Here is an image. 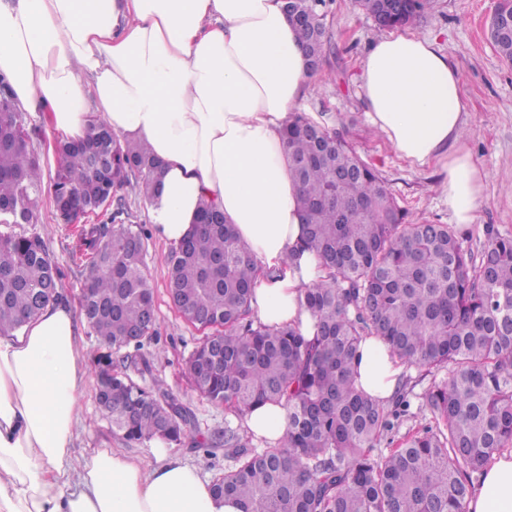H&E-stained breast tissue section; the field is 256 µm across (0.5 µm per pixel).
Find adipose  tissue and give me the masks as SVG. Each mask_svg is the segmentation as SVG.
Listing matches in <instances>:
<instances>
[{
	"mask_svg": "<svg viewBox=\"0 0 512 512\" xmlns=\"http://www.w3.org/2000/svg\"><path fill=\"white\" fill-rule=\"evenodd\" d=\"M358 77L369 127L413 166L441 163V198L472 223L487 179L464 135L459 71L436 39L394 31L377 39ZM0 77L17 108L46 112L71 138L89 115L122 139L147 144L163 166L148 211L160 236L191 233L202 202L232 224L257 261L251 307L267 326L312 320L303 286L323 279L303 232L282 130L314 88L283 0H0ZM299 252L297 265L287 256ZM66 305L49 303L17 336H0V512H240L216 504L195 465L146 468L114 450L75 460L74 395L86 356ZM402 371L378 338L359 345L356 385L388 400ZM277 445L283 405L244 418ZM469 512H512V452L494 455Z\"/></svg>",
	"mask_w": 512,
	"mask_h": 512,
	"instance_id": "obj_1",
	"label": "adipose tissue"
}]
</instances>
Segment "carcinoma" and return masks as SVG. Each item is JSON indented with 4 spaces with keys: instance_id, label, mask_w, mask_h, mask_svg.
I'll return each mask as SVG.
<instances>
[{
    "instance_id": "carcinoma-1",
    "label": "carcinoma",
    "mask_w": 512,
    "mask_h": 512,
    "mask_svg": "<svg viewBox=\"0 0 512 512\" xmlns=\"http://www.w3.org/2000/svg\"><path fill=\"white\" fill-rule=\"evenodd\" d=\"M332 0H284L311 72L331 42ZM431 0H358L380 29L405 24ZM512 0H498L488 36L512 63ZM35 128L11 97H0V336L20 331L51 301H66L64 273L47 243L16 231L34 223L43 191L31 150ZM284 138L299 187L301 250L314 254L325 279L301 290L314 334L271 328L252 318L257 263L231 225L199 223L170 252L168 294L195 327L210 324L187 360L195 390L243 417L263 403L284 404L288 430L279 446L257 448L230 421L192 444L204 455L224 449L215 498L242 512H468L473 477L512 444V236L487 230L480 258L446 224L405 223L375 168L326 127L300 112ZM54 205L71 222L102 209L135 179L149 198L160 162L141 144L121 142L104 121L58 144ZM146 230L116 211L81 225L85 286L80 311L98 341L92 354L97 403L112 434L134 445L186 443L195 417L152 375L141 353L160 342L154 291L143 253ZM381 339L408 367L436 376L419 395L433 424L397 448L381 442L408 415L411 378L379 404L354 384L359 342Z\"/></svg>"
}]
</instances>
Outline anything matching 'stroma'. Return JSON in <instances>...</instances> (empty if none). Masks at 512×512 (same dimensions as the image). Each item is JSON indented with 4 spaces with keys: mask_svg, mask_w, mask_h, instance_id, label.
<instances>
[{
    "mask_svg": "<svg viewBox=\"0 0 512 512\" xmlns=\"http://www.w3.org/2000/svg\"><path fill=\"white\" fill-rule=\"evenodd\" d=\"M498 0H434L431 10L410 24L411 32L437 37L443 51L457 67L466 101L465 136L474 160L488 174L482 204L473 223L457 227L463 246L480 254L487 228L512 236V64L498 55L487 36V26ZM333 40L313 75L315 90L299 105L316 122L335 130L387 183L411 223H451L441 200V176L437 168L416 169L402 159L366 122V106L358 90L360 62L382 32L354 0H334L327 13ZM37 129L32 149L43 174V192L36 223L25 230L41 236L58 267L66 275L67 303L78 308L85 273L75 264L80 242L68 225L60 223L52 205L53 184L58 169L56 146L60 139L47 121L46 113L32 114ZM173 248L158 232H151L144 254L154 290L157 323L161 334L160 353L153 359V375L195 414L194 436L223 429L230 412L202 398L192 387L186 360L201 333L179 314L172 304L165 278L167 258ZM94 372H87L76 412L80 425L72 452L83 458L92 452L116 448L151 468L157 466L152 443L128 445L114 436L99 412Z\"/></svg>",
    "mask_w": 512,
    "mask_h": 512,
    "instance_id": "35a3bbf8",
    "label": "stroma"
}]
</instances>
